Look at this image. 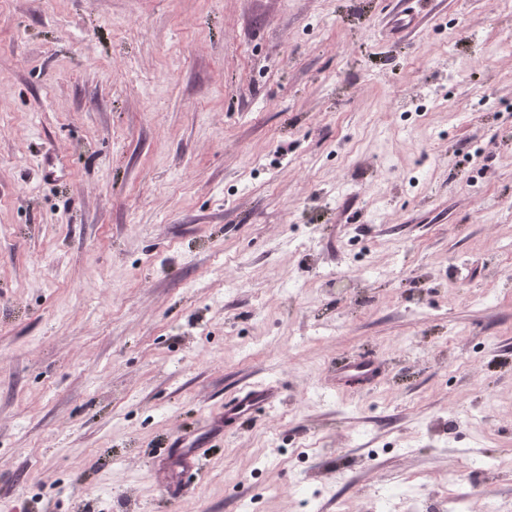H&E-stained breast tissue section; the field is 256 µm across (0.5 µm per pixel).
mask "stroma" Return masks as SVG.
Instances as JSON below:
<instances>
[{"instance_id":"obj_1","label":"stroma","mask_w":512,"mask_h":512,"mask_svg":"<svg viewBox=\"0 0 512 512\" xmlns=\"http://www.w3.org/2000/svg\"><path fill=\"white\" fill-rule=\"evenodd\" d=\"M176 430L210 450L173 496ZM400 477L512 502V13L0 0V512H374ZM350 378H361L371 381L377 378L379 373L378 362L369 357L360 358L345 365L344 371ZM278 400L279 393L275 386L250 387L243 394L236 395L224 402L225 426L243 415L255 418L261 411L272 408Z\"/></svg>"}]
</instances>
